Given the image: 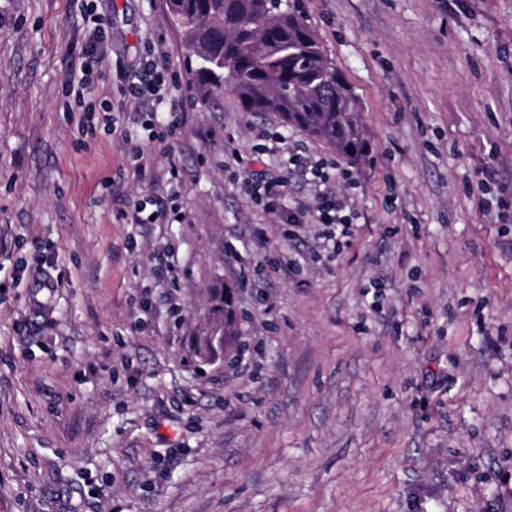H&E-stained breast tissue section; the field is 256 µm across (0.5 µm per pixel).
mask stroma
Returning <instances> with one entry per match:
<instances>
[{
    "mask_svg": "<svg viewBox=\"0 0 512 512\" xmlns=\"http://www.w3.org/2000/svg\"><path fill=\"white\" fill-rule=\"evenodd\" d=\"M95 4L0 0V512H512V0H305L361 103L358 167L197 97L163 0ZM99 36L89 97L119 112L116 65L164 44L163 143L73 111ZM259 174L286 209L334 191L351 236L287 234L242 189ZM118 193L183 220L127 223ZM221 283L238 334L208 362Z\"/></svg>",
    "mask_w": 512,
    "mask_h": 512,
    "instance_id": "35a3bbf8",
    "label": "stroma"
}]
</instances>
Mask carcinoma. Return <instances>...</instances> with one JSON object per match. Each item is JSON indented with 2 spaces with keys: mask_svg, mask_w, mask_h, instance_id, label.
<instances>
[{
  "mask_svg": "<svg viewBox=\"0 0 512 512\" xmlns=\"http://www.w3.org/2000/svg\"><path fill=\"white\" fill-rule=\"evenodd\" d=\"M206 95L229 87L248 112H272L353 166L369 156L359 101L325 54L303 0H166ZM232 287L214 297L208 342L236 335Z\"/></svg>",
  "mask_w": 512,
  "mask_h": 512,
  "instance_id": "carcinoma-1",
  "label": "carcinoma"
}]
</instances>
